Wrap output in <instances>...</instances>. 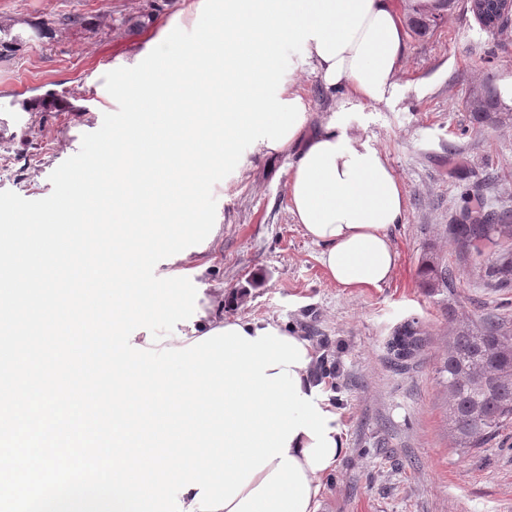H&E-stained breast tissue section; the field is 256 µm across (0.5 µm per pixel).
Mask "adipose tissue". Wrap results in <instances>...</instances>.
Masks as SVG:
<instances>
[{"instance_id": "adipose-tissue-1", "label": "adipose tissue", "mask_w": 512, "mask_h": 512, "mask_svg": "<svg viewBox=\"0 0 512 512\" xmlns=\"http://www.w3.org/2000/svg\"><path fill=\"white\" fill-rule=\"evenodd\" d=\"M352 45L332 60L308 40L307 63L325 89H344L379 103L397 91L408 30L395 0H371ZM331 113L311 135L295 131L299 152L288 181L290 211L305 235L321 248L328 279L344 289L378 288L395 270L389 234L406 207L402 185L379 150L345 118Z\"/></svg>"}]
</instances>
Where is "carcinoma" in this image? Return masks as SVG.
Returning a JSON list of instances; mask_svg holds the SVG:
<instances>
[{
  "label": "carcinoma",
  "instance_id": "cac0c4a2",
  "mask_svg": "<svg viewBox=\"0 0 512 512\" xmlns=\"http://www.w3.org/2000/svg\"><path fill=\"white\" fill-rule=\"evenodd\" d=\"M484 93L466 106L476 123L499 126L512 120V88L486 76ZM460 213L448 233L473 258L477 275L493 287H512V213L460 193ZM425 288L451 286L447 272L430 260L422 263ZM404 345L389 346L396 361L411 359L422 347L415 323L403 326ZM440 372L448 377V430L461 448H481L512 420V325L506 318H485L455 329Z\"/></svg>",
  "mask_w": 512,
  "mask_h": 512
}]
</instances>
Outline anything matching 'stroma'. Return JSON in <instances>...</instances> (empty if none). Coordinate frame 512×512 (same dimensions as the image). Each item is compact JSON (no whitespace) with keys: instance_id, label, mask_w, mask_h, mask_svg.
Here are the masks:
<instances>
[{"instance_id":"35a3bbf8","label":"stroma","mask_w":512,"mask_h":512,"mask_svg":"<svg viewBox=\"0 0 512 512\" xmlns=\"http://www.w3.org/2000/svg\"><path fill=\"white\" fill-rule=\"evenodd\" d=\"M204 0H0V23L23 43L0 59V191L49 196L51 172L76 154L117 104L104 76L142 61L174 28L194 29ZM76 25L58 26L60 16ZM512 86V30L483 31L464 0H448L441 24L410 36L396 96L358 103L350 123L387 159L406 195L391 230L396 268L378 288L346 290L328 281L320 248L289 210L295 152L250 145L215 184L219 234L203 252L196 289L232 293L226 316L281 321L307 338L315 374L335 395L347 452L325 481L319 512H512V423L482 448H457L448 432V392L438 369L448 355V314L458 323L512 319V288H487L449 238L460 190L512 210V121L482 127L463 99L487 73ZM293 87L318 128L347 99L325 90L309 67ZM52 94L50 112L11 103ZM448 267L452 288L423 287L424 260ZM416 321L422 350L396 365L388 341Z\"/></svg>"}]
</instances>
